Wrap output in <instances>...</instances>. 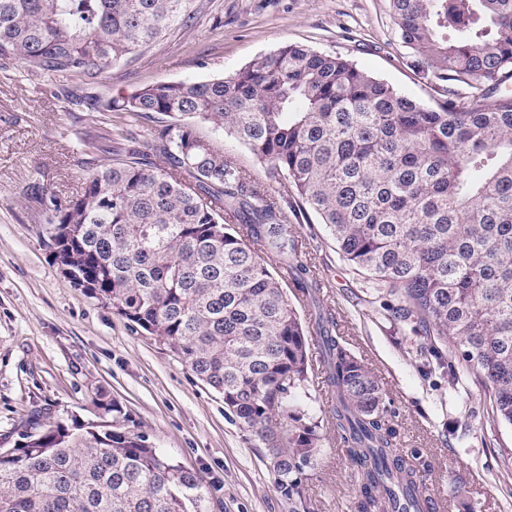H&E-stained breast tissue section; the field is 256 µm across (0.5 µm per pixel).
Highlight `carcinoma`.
<instances>
[{
	"mask_svg": "<svg viewBox=\"0 0 512 512\" xmlns=\"http://www.w3.org/2000/svg\"><path fill=\"white\" fill-rule=\"evenodd\" d=\"M391 4L435 105L284 43L225 78L91 98L134 147L95 165L81 194L39 199L60 263L224 397L290 505L323 440L304 405L308 331L288 298L306 294V269L277 199L201 123L287 181L300 217L316 215L339 256L430 340L422 354L448 356L450 387L476 385L512 427V96L497 94L512 78V0ZM196 14L195 0H0V60L91 89ZM329 323L315 333L353 512H432L382 386ZM101 406L122 425L28 416L21 442L0 448V512H205L201 477L120 405Z\"/></svg>",
	"mask_w": 512,
	"mask_h": 512,
	"instance_id": "obj_1",
	"label": "carcinoma"
}]
</instances>
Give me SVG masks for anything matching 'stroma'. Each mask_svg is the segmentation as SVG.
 <instances>
[{
  "mask_svg": "<svg viewBox=\"0 0 512 512\" xmlns=\"http://www.w3.org/2000/svg\"><path fill=\"white\" fill-rule=\"evenodd\" d=\"M192 24L173 30L136 62L93 89L103 99L159 81L202 82L232 74L283 43L352 60L425 104L433 93L406 64L390 0H198ZM72 80L39 78L0 61V448L19 441L29 411L45 421L97 419L114 400L162 453L197 471L206 512H288L254 436L155 337L71 287L53 263L39 197L81 192L88 144L110 113L84 103ZM316 282L296 306L314 322L330 309L335 330L387 393L408 454L426 470L438 512H512V427L492 421L478 388L448 390V373L425 366V337L382 308L364 277L338 256L323 225L297 222L290 187L270 183ZM306 468L309 512H350L353 474L333 429Z\"/></svg>",
  "mask_w": 512,
  "mask_h": 512,
  "instance_id": "35a3bbf8",
  "label": "stroma"
}]
</instances>
